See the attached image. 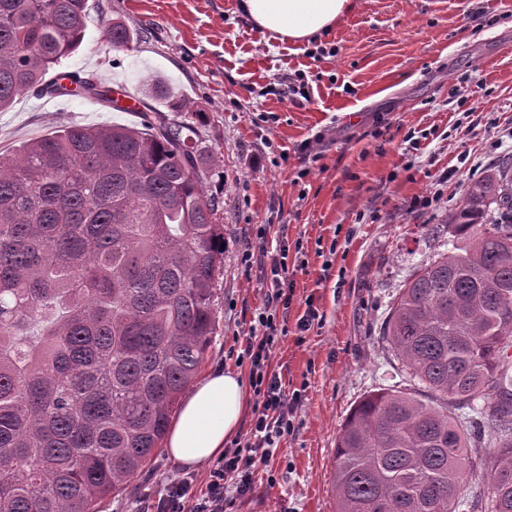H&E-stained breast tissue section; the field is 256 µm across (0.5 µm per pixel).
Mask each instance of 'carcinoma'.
I'll return each mask as SVG.
<instances>
[{
	"label": "carcinoma",
	"instance_id": "1",
	"mask_svg": "<svg viewBox=\"0 0 512 512\" xmlns=\"http://www.w3.org/2000/svg\"><path fill=\"white\" fill-rule=\"evenodd\" d=\"M88 20L87 0H0V112L31 90L116 107L46 78ZM198 151L191 124L147 120L0 152V512H97L160 450L216 334L224 206ZM448 228L380 326L407 385L336 437V512H512V168L468 182Z\"/></svg>",
	"mask_w": 512,
	"mask_h": 512
}]
</instances>
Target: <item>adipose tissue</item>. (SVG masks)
Masks as SVG:
<instances>
[{
	"instance_id": "1",
	"label": "adipose tissue",
	"mask_w": 512,
	"mask_h": 512,
	"mask_svg": "<svg viewBox=\"0 0 512 512\" xmlns=\"http://www.w3.org/2000/svg\"><path fill=\"white\" fill-rule=\"evenodd\" d=\"M242 9L262 34L305 44L332 29L353 0H242ZM247 405L237 371L217 369L198 382L167 430L165 448L173 465L196 467L224 453L238 434Z\"/></svg>"
}]
</instances>
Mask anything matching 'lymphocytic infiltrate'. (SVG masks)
Listing matches in <instances>:
<instances>
[{"mask_svg": "<svg viewBox=\"0 0 512 512\" xmlns=\"http://www.w3.org/2000/svg\"><path fill=\"white\" fill-rule=\"evenodd\" d=\"M266 229L258 227L254 247L245 249L241 261L252 265L255 256L270 257L269 294L255 309L249 336L237 363H249L250 383L257 397L252 427L246 440H238L224 450V458L209 470L205 491H197L193 473L171 476L159 497L156 512H224V488L232 486L239 496L251 495L256 470L268 467L283 436L294 430V421L302 405L301 390L286 391L282 379L270 369L276 341L286 334L277 317L279 307L290 305L294 284L288 278V248L280 246L269 254Z\"/></svg>", "mask_w": 512, "mask_h": 512, "instance_id": "1", "label": "lymphocytic infiltrate"}]
</instances>
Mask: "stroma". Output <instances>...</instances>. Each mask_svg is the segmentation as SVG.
Wrapping results in <instances>:
<instances>
[{
  "instance_id": "1",
  "label": "stroma",
  "mask_w": 512,
  "mask_h": 512,
  "mask_svg": "<svg viewBox=\"0 0 512 512\" xmlns=\"http://www.w3.org/2000/svg\"><path fill=\"white\" fill-rule=\"evenodd\" d=\"M81 47L60 71L124 84L142 109L27 92L0 112V149L63 126L141 127L149 76L170 79L185 105L165 120L198 134L206 188L224 201V271L216 334L203 370L235 369L253 311L267 290L242 252L266 226L267 247L287 243L295 294L280 310L288 334L271 360L305 387L292 434L255 492L226 489L227 512H334L336 436L365 394L402 384L379 338L398 288L442 251L446 219L464 186L512 163V0H355L316 43L261 34L241 0H88ZM123 23L112 49L105 24ZM301 94L284 97L287 83ZM158 107V106H157ZM313 297L321 325L296 322ZM176 466L158 452L98 512H147Z\"/></svg>"
}]
</instances>
